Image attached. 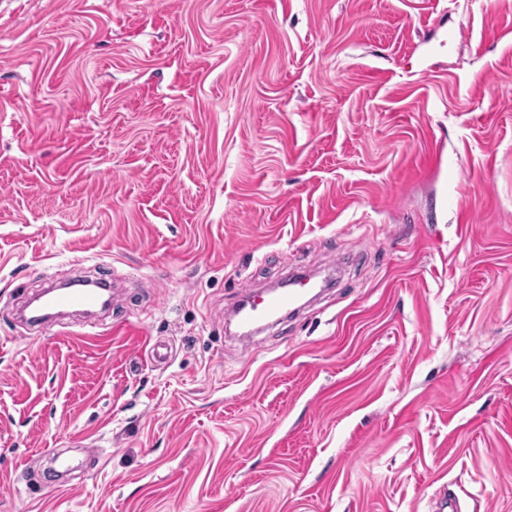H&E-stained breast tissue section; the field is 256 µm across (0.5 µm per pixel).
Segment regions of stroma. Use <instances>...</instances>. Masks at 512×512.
Returning <instances> with one entry per match:
<instances>
[{"instance_id":"1","label":"stroma","mask_w":512,"mask_h":512,"mask_svg":"<svg viewBox=\"0 0 512 512\" xmlns=\"http://www.w3.org/2000/svg\"><path fill=\"white\" fill-rule=\"evenodd\" d=\"M299 268L334 287L240 343ZM80 276L125 281L100 341L21 322ZM448 489L512 512V0H0V512Z\"/></svg>"}]
</instances>
